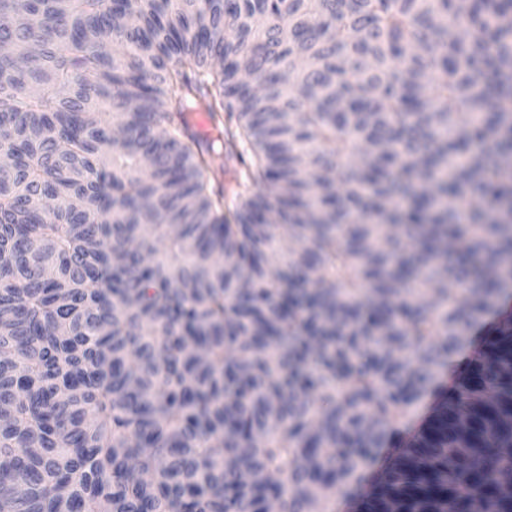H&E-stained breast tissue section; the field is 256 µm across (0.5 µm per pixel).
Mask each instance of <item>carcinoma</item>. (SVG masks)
I'll return each mask as SVG.
<instances>
[{
	"mask_svg": "<svg viewBox=\"0 0 512 512\" xmlns=\"http://www.w3.org/2000/svg\"><path fill=\"white\" fill-rule=\"evenodd\" d=\"M0 44V512L350 496L512 291V0H0ZM477 505L511 317L359 512Z\"/></svg>",
	"mask_w": 512,
	"mask_h": 512,
	"instance_id": "1",
	"label": "carcinoma"
}]
</instances>
